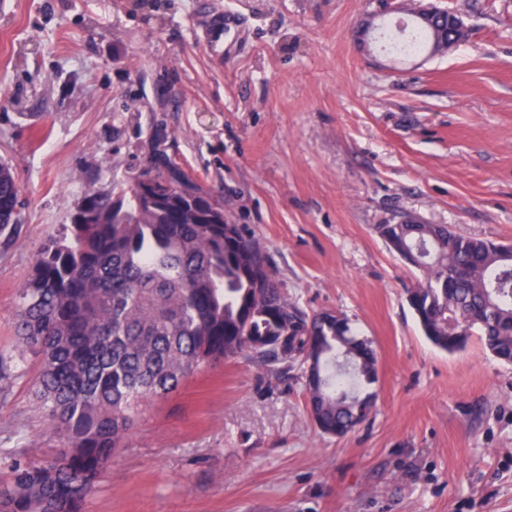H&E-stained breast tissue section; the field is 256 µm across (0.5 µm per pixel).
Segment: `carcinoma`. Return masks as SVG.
Wrapping results in <instances>:
<instances>
[{"label":"carcinoma","instance_id":"carcinoma-1","mask_svg":"<svg viewBox=\"0 0 512 512\" xmlns=\"http://www.w3.org/2000/svg\"><path fill=\"white\" fill-rule=\"evenodd\" d=\"M150 173L181 180L167 161L130 169L119 187L89 185L18 290L20 348L0 355V371L27 351L40 358L35 398L64 449L52 458L0 459L8 470L0 512H86L145 403L227 358L294 373L327 435L353 431L375 407L371 342L356 336L346 317L310 314L290 300L254 236L236 224L226 234L210 220L224 215V201L207 190L189 187L191 201L181 192L161 203L141 196ZM23 224L21 184L1 160L3 243ZM377 232L421 254V279L405 294L432 345L452 354L476 335L495 358L512 363V257L502 244L444 224H380ZM450 314L459 320L452 332ZM308 355L321 375L314 391L306 382Z\"/></svg>","mask_w":512,"mask_h":512}]
</instances>
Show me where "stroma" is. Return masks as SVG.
Instances as JSON below:
<instances>
[{
	"label": "stroma",
	"mask_w": 512,
	"mask_h": 512,
	"mask_svg": "<svg viewBox=\"0 0 512 512\" xmlns=\"http://www.w3.org/2000/svg\"><path fill=\"white\" fill-rule=\"evenodd\" d=\"M0 0V160L26 221L0 244V353L18 288L88 175L167 154L254 233L307 312L347 315L378 359L371 418L321 434L301 384L243 357L149 401L88 512H512V365L420 332L377 234L414 217L512 243V0H435L445 55L366 44L391 0ZM27 357L0 380V456L57 454Z\"/></svg>",
	"instance_id": "obj_1"
}]
</instances>
